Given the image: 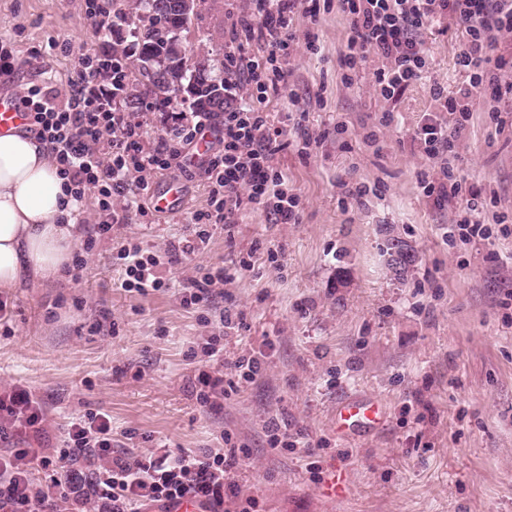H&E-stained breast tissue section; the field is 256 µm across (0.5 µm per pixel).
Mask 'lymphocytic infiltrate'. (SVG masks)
Wrapping results in <instances>:
<instances>
[{
  "instance_id": "obj_1",
  "label": "lymphocytic infiltrate",
  "mask_w": 512,
  "mask_h": 512,
  "mask_svg": "<svg viewBox=\"0 0 512 512\" xmlns=\"http://www.w3.org/2000/svg\"><path fill=\"white\" fill-rule=\"evenodd\" d=\"M245 2L244 10H227L223 118L216 122L199 112L176 113L151 149L141 145V122L113 108L117 86L101 79L91 54H84L68 93L38 85L29 89L23 104L33 117L30 130L48 145L65 192L77 200L89 189L99 192V217L89 237L108 236L113 225L127 221L149 187L150 174L187 167L181 143L208 127L216 128L221 147L201 164L210 203L191 217L197 236L207 235L208 225L234 223L237 213L252 205L268 209L276 223H297L300 198L282 191V173L272 164L282 130L264 105L284 88L282 62L295 40V15L317 18L319 0ZM337 8L348 21L344 82L358 79L367 58L382 59L373 86L393 101L426 77L428 50L421 33L460 30L463 44L456 64L466 73L467 85L455 98L433 86L432 96L450 120L425 115L412 139L441 160L442 176L426 185L427 195L443 204L457 203L462 239L484 237L483 224L475 217L479 194L460 175L454 147L478 105L512 95V84H502L499 77L512 67V57L494 52L496 34L512 32V0H337ZM119 257L124 262L122 288L140 293L164 288L153 256L135 246L121 249ZM47 433L45 414L30 390H0V446L11 450L0 455V512H65L63 499L35 488L33 470L51 467L66 478L73 463L87 458L99 463L89 484L112 512H142L187 496L210 512H224L225 499L239 494L231 475L237 453L233 447L117 455L112 451V418L100 411L72 419L61 447H46Z\"/></svg>"
}]
</instances>
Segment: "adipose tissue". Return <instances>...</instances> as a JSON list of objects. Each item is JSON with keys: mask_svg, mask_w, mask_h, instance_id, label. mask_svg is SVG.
Here are the masks:
<instances>
[{"mask_svg": "<svg viewBox=\"0 0 512 512\" xmlns=\"http://www.w3.org/2000/svg\"><path fill=\"white\" fill-rule=\"evenodd\" d=\"M49 150L28 133L0 135V293L55 279L71 263L81 204Z\"/></svg>", "mask_w": 512, "mask_h": 512, "instance_id": "1", "label": "adipose tissue"}]
</instances>
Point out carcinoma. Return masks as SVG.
Instances as JSON below:
<instances>
[{"label": "carcinoma", "mask_w": 512, "mask_h": 512, "mask_svg": "<svg viewBox=\"0 0 512 512\" xmlns=\"http://www.w3.org/2000/svg\"><path fill=\"white\" fill-rule=\"evenodd\" d=\"M195 0L185 12L184 0H141L142 13L128 15L137 42L139 77L126 79L122 101L139 112L148 102L159 108L188 105L193 112L224 110V60H193L182 33L198 18Z\"/></svg>", "instance_id": "obj_1"}]
</instances>
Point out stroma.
<instances>
[{
	"instance_id": "stroma-1",
	"label": "stroma",
	"mask_w": 512,
	"mask_h": 512,
	"mask_svg": "<svg viewBox=\"0 0 512 512\" xmlns=\"http://www.w3.org/2000/svg\"><path fill=\"white\" fill-rule=\"evenodd\" d=\"M228 29L224 0H205L186 43L212 55ZM294 30L286 94L266 110L283 130L274 165L300 197L298 223L248 209L200 240L189 222L209 206L199 166L149 176L153 193L179 181L183 207L145 205L82 250V266L5 294L0 389L32 391L52 447L67 417L89 410L111 415L119 453L196 451L230 435L247 452L234 479L263 512H512V95L479 105L456 148L461 175L489 199L479 214L486 238L466 244L453 213L424 195L439 164L411 139L438 107L431 83L453 95L467 81L454 66L458 38L424 34L428 77L393 106L371 86L380 59L344 84L348 24L336 0L317 22L297 14ZM311 30L314 54L304 47ZM118 39L132 41L125 28L96 32L86 0H0V93L66 87L83 50L100 56ZM391 235L419 256L403 283L383 255ZM178 242L191 253L165 261ZM127 243L160 257L168 288H121L115 256ZM220 267L232 279L210 308L184 307L182 279ZM223 310L233 314L225 330ZM219 330L224 366L191 357ZM243 355L261 361L254 380L232 367ZM217 370L235 390L220 408H202L197 376ZM347 396L377 397L384 423L338 436L336 404ZM274 422L298 449L269 448ZM306 442L319 445L321 472H347L341 499L321 497Z\"/></svg>"
}]
</instances>
